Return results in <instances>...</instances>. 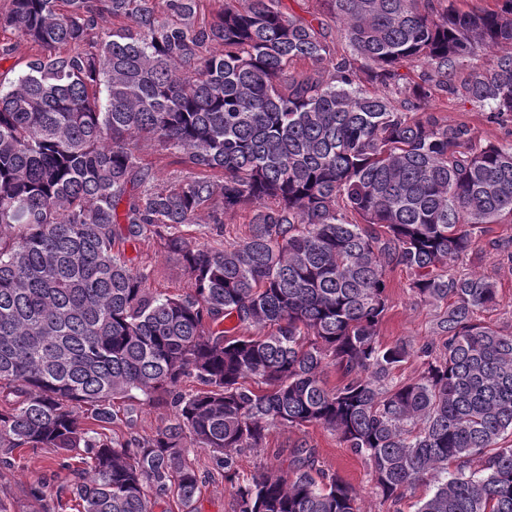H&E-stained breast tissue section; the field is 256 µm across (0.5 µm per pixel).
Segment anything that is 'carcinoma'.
Segmentation results:
<instances>
[{"mask_svg":"<svg viewBox=\"0 0 512 512\" xmlns=\"http://www.w3.org/2000/svg\"><path fill=\"white\" fill-rule=\"evenodd\" d=\"M9 2L0 28L40 53L0 73V464L52 448L70 475L51 498L33 478V512L187 509L188 440L224 469L235 512H359L302 444L287 469L239 481L232 452L309 424L368 460L386 500L425 483L417 512H512V333L476 319L497 304L492 280L450 273L476 229L512 218V145L429 105L446 93L512 119V52L457 73L512 46V0H318L309 19L283 0H211L207 18L205 0ZM142 138L189 174L153 181ZM204 210L250 213V236L189 241ZM147 233L190 292H154L115 248ZM398 266L446 305L411 383L394 380L406 347L378 339ZM231 318L269 332L236 336ZM327 364L343 377L331 389ZM134 392L174 415L118 443L112 403Z\"/></svg>","mask_w":512,"mask_h":512,"instance_id":"cac0c4a2","label":"carcinoma"}]
</instances>
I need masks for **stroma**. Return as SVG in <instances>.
Masks as SVG:
<instances>
[{"label":"stroma","mask_w":512,"mask_h":512,"mask_svg":"<svg viewBox=\"0 0 512 512\" xmlns=\"http://www.w3.org/2000/svg\"><path fill=\"white\" fill-rule=\"evenodd\" d=\"M432 104L441 111L447 122H467L478 138L501 144L512 143V120L504 124L486 122L483 112L467 101L443 95ZM139 157L142 166L151 172L155 182L168 183L185 176L186 169L172 154L158 151L153 142L141 140ZM248 213L237 211L224 215L222 226L207 223L186 226L184 233L193 242L222 249L241 242L251 230ZM483 250L479 258L454 266V273L478 272L492 278L498 288V306L485 314L487 323L506 332H512V261L506 252L493 249L492 241H512L511 224H490L479 233ZM125 253L134 264L149 273L153 289L161 293H182L189 286L179 257L164 252L153 244L128 242ZM411 274L404 268H396L388 274L387 311L380 326V342L392 345L401 343L411 351L410 357L395 372L401 381L418 378L421 360L416 353L434 336L433 327L438 309L421 302L410 290ZM122 424L118 430L121 439L150 437L162 428L173 409L165 402L146 400L141 394L119 400L116 404ZM312 448L316 466L329 474H336L354 489L362 512H417L420 501L431 494L432 489L423 485L409 491L400 501L383 499L377 492L369 463L354 454L332 432L318 425L300 427L280 426L273 429L264 446L245 448L235 455L236 467L241 478L265 470L275 471L287 467L291 453L297 445ZM189 455L195 458L202 473V485L195 497V512H234V496L225 484L223 471L217 466L208 449L193 447ZM15 464L0 467V489L11 497L13 512H30L28 483L31 475L48 478L51 487H58L66 473L59 467L60 457L48 448H19L14 452Z\"/></svg>","instance_id":"1"}]
</instances>
